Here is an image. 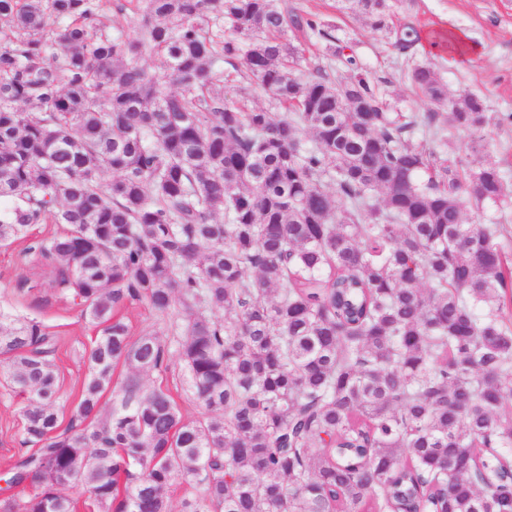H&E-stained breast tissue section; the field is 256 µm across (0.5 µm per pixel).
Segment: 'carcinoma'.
<instances>
[{
	"label": "carcinoma",
	"mask_w": 512,
	"mask_h": 512,
	"mask_svg": "<svg viewBox=\"0 0 512 512\" xmlns=\"http://www.w3.org/2000/svg\"><path fill=\"white\" fill-rule=\"evenodd\" d=\"M107 2L0 0V247L62 225L28 250L96 330L62 429L56 336L0 311V377L27 396L8 483L35 484L0 512H79L66 488L171 512L173 486L180 512H512V198L432 145L478 154L502 118L423 65V113L364 74L295 77L288 29L330 34L274 0H126L134 38ZM345 2L389 28V0ZM238 56L241 93L283 112L224 99ZM466 196L501 223H465ZM133 302L172 335H133ZM173 361L193 419L144 381Z\"/></svg>",
	"instance_id": "1"
}]
</instances>
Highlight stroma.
<instances>
[{"mask_svg":"<svg viewBox=\"0 0 512 512\" xmlns=\"http://www.w3.org/2000/svg\"><path fill=\"white\" fill-rule=\"evenodd\" d=\"M295 14L313 17L328 38L310 30H292L288 40L302 51L297 75L309 76L323 67L332 79L368 74L382 97L397 112H426L430 106L409 86L413 66H430L448 89L449 99L470 93L485 99L489 111L512 114V0H395L393 31L371 29L352 11L340 12L336 0H278ZM414 30L417 40L408 50L396 46L397 33ZM451 30L467 34L470 51L448 56L431 49L432 39ZM354 56L348 70L337 53ZM26 242L0 250V310L35 318L57 336L53 360L59 369L61 423H68L70 403L85 373L82 354L95 333L78 308L62 301L51 286L52 266L28 252ZM24 400L0 386V488L18 455Z\"/></svg>","mask_w":512,"mask_h":512,"instance_id":"35a3bbf8","label":"stroma"}]
</instances>
